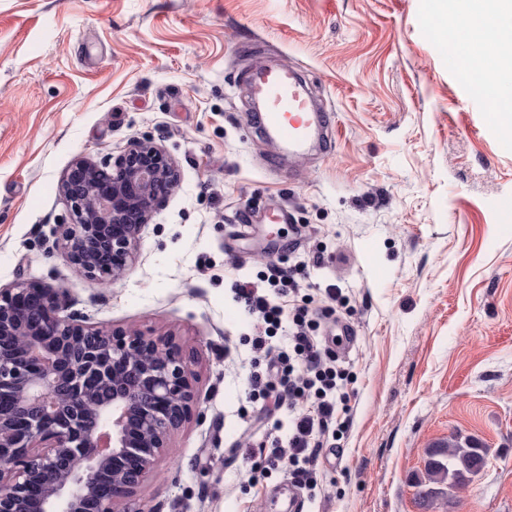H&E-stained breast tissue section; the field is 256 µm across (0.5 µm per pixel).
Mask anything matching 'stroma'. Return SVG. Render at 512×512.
Masks as SVG:
<instances>
[{
  "instance_id": "35a3bbf8",
  "label": "stroma",
  "mask_w": 512,
  "mask_h": 512,
  "mask_svg": "<svg viewBox=\"0 0 512 512\" xmlns=\"http://www.w3.org/2000/svg\"><path fill=\"white\" fill-rule=\"evenodd\" d=\"M464 50L431 0H0V287L67 288L92 324L172 336L194 372L141 512H422L425 450L456 432L487 464L436 512H512V132L453 66ZM261 65L300 74L327 147L291 159L260 137ZM135 137L178 185L101 287L56 245L60 185ZM280 260L305 264L315 301L345 299L321 334L338 337L348 427L318 452L312 500L251 472L264 406L235 284Z\"/></svg>"
}]
</instances>
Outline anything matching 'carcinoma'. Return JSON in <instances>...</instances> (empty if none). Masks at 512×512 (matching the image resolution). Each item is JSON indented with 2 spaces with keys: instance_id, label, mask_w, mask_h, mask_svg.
Segmentation results:
<instances>
[{
  "instance_id": "1",
  "label": "carcinoma",
  "mask_w": 512,
  "mask_h": 512,
  "mask_svg": "<svg viewBox=\"0 0 512 512\" xmlns=\"http://www.w3.org/2000/svg\"><path fill=\"white\" fill-rule=\"evenodd\" d=\"M425 474L415 484L419 506L433 509L438 501L451 499L453 491L478 475L486 465V449L474 438L452 435L427 449Z\"/></svg>"
}]
</instances>
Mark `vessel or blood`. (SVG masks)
Listing matches in <instances>:
<instances>
[{"instance_id":"vessel-or-blood-1","label":"vessel or blood","mask_w":512,"mask_h":512,"mask_svg":"<svg viewBox=\"0 0 512 512\" xmlns=\"http://www.w3.org/2000/svg\"><path fill=\"white\" fill-rule=\"evenodd\" d=\"M252 89L263 105V128L289 153L304 154L314 133L329 132V125L312 113L308 93L290 70L257 69Z\"/></svg>"}]
</instances>
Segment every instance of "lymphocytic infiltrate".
Masks as SVG:
<instances>
[{"instance_id": "1", "label": "lymphocytic infiltrate", "mask_w": 512, "mask_h": 512, "mask_svg": "<svg viewBox=\"0 0 512 512\" xmlns=\"http://www.w3.org/2000/svg\"><path fill=\"white\" fill-rule=\"evenodd\" d=\"M300 279L299 267L272 262L262 283L240 282L236 295L256 319L252 347L267 357L265 372L254 375L251 385L263 397L272 398L268 415L283 406L292 414L287 440L272 439L269 447L255 452L254 465L264 471L282 467L289 480L312 494L318 483L311 465L330 434L343 428L348 397L342 390L345 372L335 351L317 336L331 310L314 305L303 294ZM286 317L292 322L288 346L270 354V331Z\"/></svg>"}]
</instances>
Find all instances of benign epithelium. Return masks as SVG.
<instances>
[{
  "label": "benign epithelium",
  "mask_w": 512,
  "mask_h": 512,
  "mask_svg": "<svg viewBox=\"0 0 512 512\" xmlns=\"http://www.w3.org/2000/svg\"><path fill=\"white\" fill-rule=\"evenodd\" d=\"M95 175L91 191L72 190ZM177 182L152 141L75 161L61 183L72 264L100 286L120 277ZM192 380L170 339L89 326L62 287H1L0 512H139L143 478L197 404Z\"/></svg>",
  "instance_id": "7a95c632"
}]
</instances>
